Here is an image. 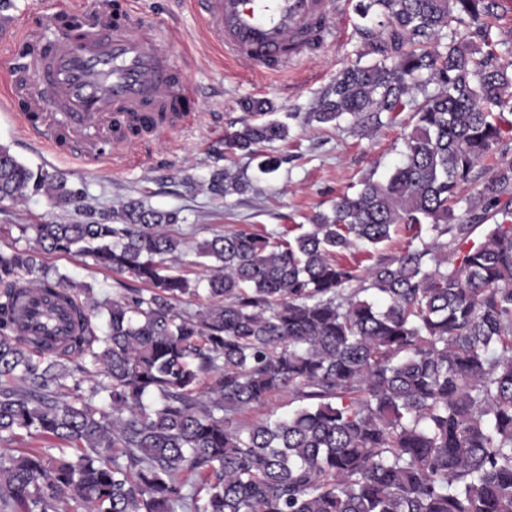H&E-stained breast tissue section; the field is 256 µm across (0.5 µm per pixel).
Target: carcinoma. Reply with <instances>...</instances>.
Returning a JSON list of instances; mask_svg holds the SVG:
<instances>
[{
    "instance_id": "cac0c4a2",
    "label": "carcinoma",
    "mask_w": 512,
    "mask_h": 512,
    "mask_svg": "<svg viewBox=\"0 0 512 512\" xmlns=\"http://www.w3.org/2000/svg\"><path fill=\"white\" fill-rule=\"evenodd\" d=\"M498 6L360 0L361 17L386 19L390 48L340 70L304 121L379 125L407 106L417 121L385 180L365 178L291 238L216 234L197 248L207 275L191 278L170 265L187 241L177 213L136 200L85 224L22 226L34 245L0 250V512H512V161L461 195L508 132ZM466 21L483 47L452 27ZM245 108L262 121L224 150L271 174L280 160L265 147L289 124L266 119L268 100ZM206 186L255 190L226 167ZM32 195L85 199L0 146V202ZM399 228L407 246L376 255ZM354 249L372 264L343 262ZM42 252L89 256L144 287L79 301L60 350L16 328L18 283L74 295ZM69 361L94 379L90 395L63 391ZM284 390L299 402L290 413L235 423ZM23 436L48 447H10Z\"/></svg>"
}]
</instances>
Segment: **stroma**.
<instances>
[{
  "mask_svg": "<svg viewBox=\"0 0 512 512\" xmlns=\"http://www.w3.org/2000/svg\"><path fill=\"white\" fill-rule=\"evenodd\" d=\"M92 2L10 0L8 8L0 9V79L14 66L23 43L56 39L55 29L40 26L42 13L88 8ZM357 2L328 0L335 25L325 30L321 49L312 56L290 58L272 70L226 55L202 17L184 0H112L114 15L169 31V49L178 68L190 77L198 109L170 136L132 145L121 158L87 165L26 140L10 102L0 94V145L29 165L55 168L85 191L80 209L53 206L43 196L0 203V249L28 247L22 225L84 223L88 210L108 212L133 198L145 207L178 214L182 228L190 233L183 259L194 265L198 244L214 233L294 230L310 224L315 214L330 212L340 196L355 194L364 178H385L399 163L403 137L416 123L412 109L395 113L377 127L350 117L328 127L308 125L302 119L359 53L368 52L373 61L380 57L388 35L378 18L364 20L357 15ZM249 98L270 100L279 113L292 116L288 138L271 148L281 164L275 173L259 179L257 192L217 200L206 189L213 170L226 166L250 175L256 172L249 157L224 153L225 135L249 118L242 107ZM41 260L65 274L81 298L90 293L112 299L139 285L131 274L112 273L89 257L51 253ZM192 273L200 276L204 270L194 265Z\"/></svg>",
  "mask_w": 512,
  "mask_h": 512,
  "instance_id": "1",
  "label": "stroma"
}]
</instances>
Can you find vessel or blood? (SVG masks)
Returning a JSON list of instances; mask_svg holds the SVG:
<instances>
[{
  "label": "vessel or blood",
  "mask_w": 512,
  "mask_h": 512,
  "mask_svg": "<svg viewBox=\"0 0 512 512\" xmlns=\"http://www.w3.org/2000/svg\"><path fill=\"white\" fill-rule=\"evenodd\" d=\"M210 21L226 51L266 67L278 66L289 54H301L305 38L328 20L326 0H192ZM80 39L62 38L32 60L23 85L6 79L8 96L16 97L26 138L45 148L58 135L76 141L84 160H99L95 144L79 140L80 132L107 127L114 149L131 145L130 124L144 122L149 133H170L191 111L189 76L177 69L162 34L110 19L106 0H96ZM167 111L164 123L154 113ZM28 316L23 334L42 331L41 319L53 314L50 333L60 336L69 313L36 288L24 291Z\"/></svg>",
  "instance_id": "1"
}]
</instances>
